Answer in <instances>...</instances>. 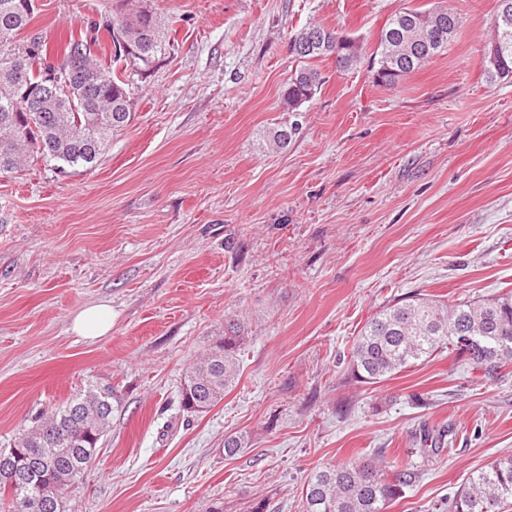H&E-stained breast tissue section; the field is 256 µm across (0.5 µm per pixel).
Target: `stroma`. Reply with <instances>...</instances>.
<instances>
[{
	"label": "stroma",
	"instance_id": "35a3bbf8",
	"mask_svg": "<svg viewBox=\"0 0 512 512\" xmlns=\"http://www.w3.org/2000/svg\"><path fill=\"white\" fill-rule=\"evenodd\" d=\"M142 3L172 48L95 166L0 175V448L93 380L120 403L65 512H301L316 472L374 456L417 474L386 512H448L473 471L512 455V373L478 382L444 354L372 385L347 355L407 296L512 293V78L484 68L496 0ZM413 7L452 10L459 32L379 86L381 30ZM126 9L38 0L29 31L56 46ZM309 23L357 38L361 61H317L323 85L291 111L288 41ZM100 302L111 331L75 335ZM228 317L245 325L238 382L184 415V372ZM231 435L246 446L229 457ZM111 328L112 308L107 303L84 307L72 319L73 332L85 339H97L106 336Z\"/></svg>",
	"mask_w": 512,
	"mask_h": 512
}]
</instances>
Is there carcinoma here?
Segmentation results:
<instances>
[{
  "label": "carcinoma",
  "mask_w": 512,
  "mask_h": 512,
  "mask_svg": "<svg viewBox=\"0 0 512 512\" xmlns=\"http://www.w3.org/2000/svg\"><path fill=\"white\" fill-rule=\"evenodd\" d=\"M439 13L442 29L407 32L409 17ZM35 17V0H0V174L20 169L31 156L70 167L93 165L112 135L131 117L129 77L147 71L170 47L156 14L131 8L103 24L70 34L62 49L51 50L43 36L27 34ZM459 20L447 9L405 8L381 31L372 62L375 80L391 89L435 55L458 33ZM409 37L412 46L433 45L429 54L396 57L394 47ZM112 44V59L97 56L100 39ZM509 48L495 52L488 78L512 76ZM289 53L300 62L282 95L291 110L312 100L323 78L313 61L335 58L348 70L359 61L352 37L321 24H310L289 40ZM68 71L60 87L45 88L52 64ZM473 338L471 346L458 337ZM244 325L224 324V338L191 364L181 389L182 410L199 414L224 399L235 386L237 352ZM464 357L477 377H493L512 367V294L488 301H462L451 307L418 295L380 311L365 325L351 348L350 368L362 383L377 384L443 353ZM119 398L112 384L89 383L65 404L22 430L10 448L0 450V473L11 471L17 483L0 479V506L5 512H64L63 500L76 492L85 472L98 459L100 443L111 428ZM416 481L408 469L387 476L374 462L353 461L316 473L305 490L303 512H385L389 502ZM512 497V457H504L472 474L453 505L454 512H500Z\"/></svg>",
  "instance_id": "cac0c4a2"
}]
</instances>
